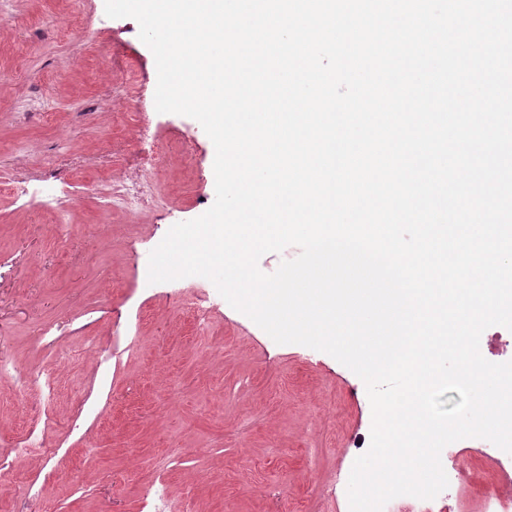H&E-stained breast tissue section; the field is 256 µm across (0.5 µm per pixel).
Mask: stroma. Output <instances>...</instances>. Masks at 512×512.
Returning <instances> with one entry per match:
<instances>
[{
    "mask_svg": "<svg viewBox=\"0 0 512 512\" xmlns=\"http://www.w3.org/2000/svg\"><path fill=\"white\" fill-rule=\"evenodd\" d=\"M0 21V173L56 182L70 223L0 193V357L21 369L81 361L59 374L46 464L0 469V501L17 512H144L164 478L187 512H329L366 452L372 409L360 377L331 355L278 344L214 284L198 326L179 302L197 278L141 284L150 252L215 200V148L198 121L155 110L157 70L131 18L104 0H11ZM56 26H45L49 13ZM120 58L155 126L132 138L113 110ZM142 167L159 208L132 221L104 209V171ZM31 397L0 375V441L24 432Z\"/></svg>",
    "mask_w": 512,
    "mask_h": 512,
    "instance_id": "obj_1",
    "label": "stroma"
}]
</instances>
